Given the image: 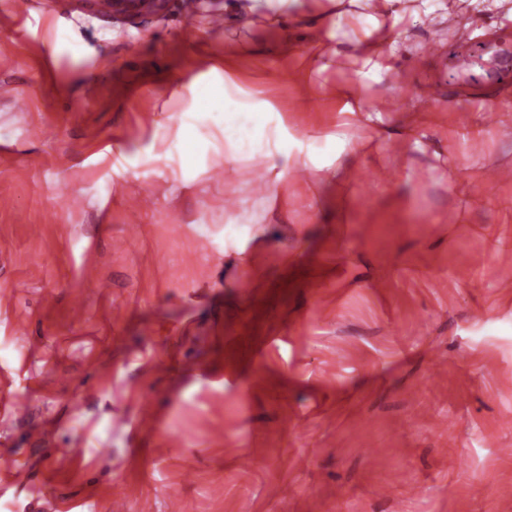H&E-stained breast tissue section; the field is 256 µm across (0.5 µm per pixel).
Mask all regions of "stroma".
<instances>
[{
  "label": "stroma",
  "mask_w": 512,
  "mask_h": 512,
  "mask_svg": "<svg viewBox=\"0 0 512 512\" xmlns=\"http://www.w3.org/2000/svg\"><path fill=\"white\" fill-rule=\"evenodd\" d=\"M0 0V512H512V0L348 42L182 0L127 23ZM222 16L212 26V16ZM235 86L225 89L224 75ZM353 82L358 178L225 167L224 107L308 146ZM437 86L440 100L426 91ZM469 109L462 132L461 109ZM153 406L145 417L142 402Z\"/></svg>",
  "instance_id": "stroma-1"
}]
</instances>
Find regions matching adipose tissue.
<instances>
[{
    "label": "adipose tissue",
    "instance_id": "obj_1",
    "mask_svg": "<svg viewBox=\"0 0 512 512\" xmlns=\"http://www.w3.org/2000/svg\"><path fill=\"white\" fill-rule=\"evenodd\" d=\"M225 12L234 14L239 21L248 23L253 17L266 19L288 17L300 23V44L310 59L324 55H337L332 45L339 28L351 32L353 56L360 62L359 76L374 73L391 74V59L396 54L395 42L372 40L374 30L380 29L387 19H400L404 0H229ZM341 107L337 112L339 132L324 135L325 151L330 155L342 152L358 153L357 143L345 133L361 109L353 92L339 90ZM270 105L262 100L254 101L247 108L228 107L224 110V134L230 146L229 161L240 158L244 146L264 137Z\"/></svg>",
    "mask_w": 512,
    "mask_h": 512
}]
</instances>
